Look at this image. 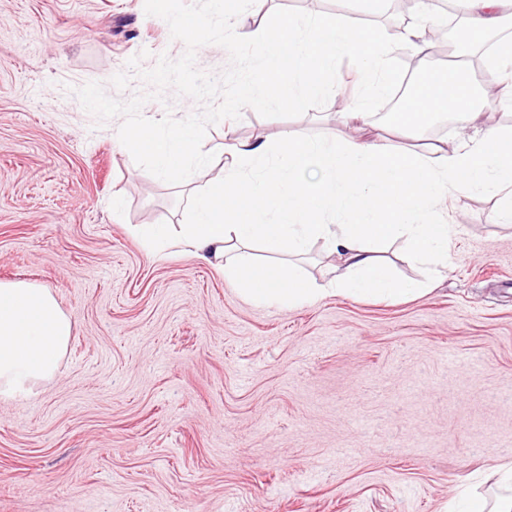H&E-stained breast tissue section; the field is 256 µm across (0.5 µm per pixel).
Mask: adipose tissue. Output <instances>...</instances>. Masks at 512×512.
<instances>
[{
	"label": "adipose tissue",
	"mask_w": 512,
	"mask_h": 512,
	"mask_svg": "<svg viewBox=\"0 0 512 512\" xmlns=\"http://www.w3.org/2000/svg\"><path fill=\"white\" fill-rule=\"evenodd\" d=\"M466 22L495 34L485 69L512 105V33L500 0H460ZM451 104L467 139L429 150L398 149L381 137L326 141L310 133L287 134L276 152L261 143L225 141L223 151L250 165L255 176L228 173L196 198L188 223L135 225L131 232L154 257L185 244L217 261L225 276L254 302L294 307L326 290L357 298L397 299L421 292L420 282L397 277L379 256L401 242L416 261L445 264L451 227L423 217L462 195L502 196L499 216L512 220V129L486 124L466 64L445 71L434 90L414 96L407 111L388 113L391 125L421 127L436 101ZM261 241L273 260L255 263L248 249ZM339 259L327 286L316 285L282 263L312 242ZM72 324L50 291L26 282H0V399L27 392L54 375L69 345Z\"/></svg>",
	"instance_id": "1"
}]
</instances>
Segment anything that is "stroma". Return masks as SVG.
Wrapping results in <instances>:
<instances>
[{
	"mask_svg": "<svg viewBox=\"0 0 512 512\" xmlns=\"http://www.w3.org/2000/svg\"><path fill=\"white\" fill-rule=\"evenodd\" d=\"M182 41L144 0H0V281L49 289L72 322L57 371L0 400V512H444L495 496L512 466V223L465 196L448 267L400 245L385 261L423 294H328L258 304L191 249L148 257L128 227L183 224L224 154L181 184L137 165L75 95L128 100L141 56ZM487 124L512 108L476 68ZM343 141L366 128L333 104L271 120L252 108L210 126L276 149L285 132Z\"/></svg>",
	"mask_w": 512,
	"mask_h": 512,
	"instance_id": "obj_1",
	"label": "stroma"
}]
</instances>
